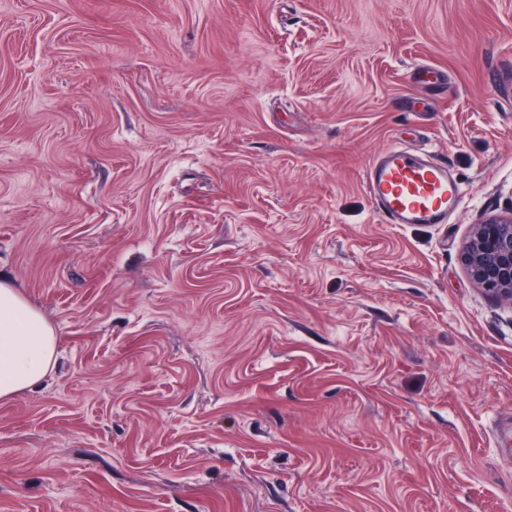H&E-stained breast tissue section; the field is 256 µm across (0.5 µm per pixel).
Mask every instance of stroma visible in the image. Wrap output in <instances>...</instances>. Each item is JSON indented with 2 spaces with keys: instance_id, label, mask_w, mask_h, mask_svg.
Returning <instances> with one entry per match:
<instances>
[{
  "instance_id": "stroma-1",
  "label": "stroma",
  "mask_w": 512,
  "mask_h": 512,
  "mask_svg": "<svg viewBox=\"0 0 512 512\" xmlns=\"http://www.w3.org/2000/svg\"><path fill=\"white\" fill-rule=\"evenodd\" d=\"M510 76L512 0H0V272L57 336L0 512H512V304L460 261ZM390 145L447 223L374 214ZM363 183L385 224H444L463 199L447 163L402 146L377 153Z\"/></svg>"
}]
</instances>
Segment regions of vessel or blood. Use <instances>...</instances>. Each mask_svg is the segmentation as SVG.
Listing matches in <instances>:
<instances>
[{
  "label": "vessel or blood",
  "mask_w": 512,
  "mask_h": 512,
  "mask_svg": "<svg viewBox=\"0 0 512 512\" xmlns=\"http://www.w3.org/2000/svg\"><path fill=\"white\" fill-rule=\"evenodd\" d=\"M364 189L386 224H444L463 199L447 163L402 146H390L369 162Z\"/></svg>",
  "instance_id": "vessel-or-blood-1"
}]
</instances>
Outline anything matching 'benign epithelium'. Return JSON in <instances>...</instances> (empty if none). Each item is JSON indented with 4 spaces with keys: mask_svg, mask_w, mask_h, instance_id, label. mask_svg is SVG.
Wrapping results in <instances>:
<instances>
[{
    "mask_svg": "<svg viewBox=\"0 0 512 512\" xmlns=\"http://www.w3.org/2000/svg\"><path fill=\"white\" fill-rule=\"evenodd\" d=\"M461 260L473 281L512 303V214L476 225Z\"/></svg>",
    "mask_w": 512,
    "mask_h": 512,
    "instance_id": "benign-epithelium-1",
    "label": "benign epithelium"
}]
</instances>
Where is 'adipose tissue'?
<instances>
[{
    "label": "adipose tissue",
    "instance_id": "obj_1",
    "mask_svg": "<svg viewBox=\"0 0 512 512\" xmlns=\"http://www.w3.org/2000/svg\"><path fill=\"white\" fill-rule=\"evenodd\" d=\"M56 345L44 316L0 276V400L40 384L53 369Z\"/></svg>",
    "mask_w": 512,
    "mask_h": 512
}]
</instances>
